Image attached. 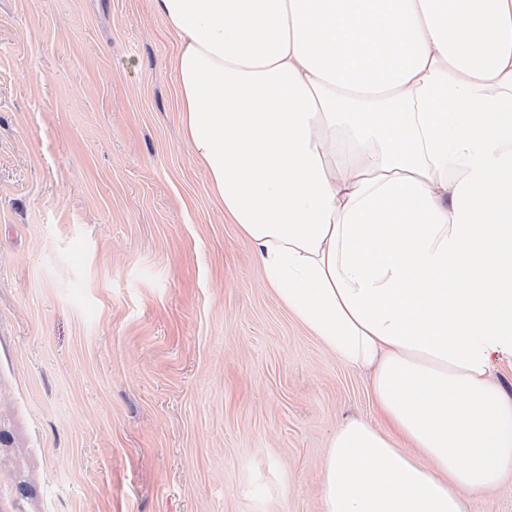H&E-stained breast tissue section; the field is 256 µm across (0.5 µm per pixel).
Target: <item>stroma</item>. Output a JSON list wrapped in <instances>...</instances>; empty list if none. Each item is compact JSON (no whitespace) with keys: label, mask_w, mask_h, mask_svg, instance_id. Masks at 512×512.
Masks as SVG:
<instances>
[{"label":"stroma","mask_w":512,"mask_h":512,"mask_svg":"<svg viewBox=\"0 0 512 512\" xmlns=\"http://www.w3.org/2000/svg\"><path fill=\"white\" fill-rule=\"evenodd\" d=\"M152 0H0V512H322L375 420L183 136Z\"/></svg>","instance_id":"stroma-1"}]
</instances>
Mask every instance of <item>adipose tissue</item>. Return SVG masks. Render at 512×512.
Returning a JSON list of instances; mask_svg holds the SVG:
<instances>
[{
	"label": "adipose tissue",
	"mask_w": 512,
	"mask_h": 512,
	"mask_svg": "<svg viewBox=\"0 0 512 512\" xmlns=\"http://www.w3.org/2000/svg\"><path fill=\"white\" fill-rule=\"evenodd\" d=\"M185 139L280 303L368 370L322 512L512 479V0H152Z\"/></svg>",
	"instance_id": "obj_1"
}]
</instances>
